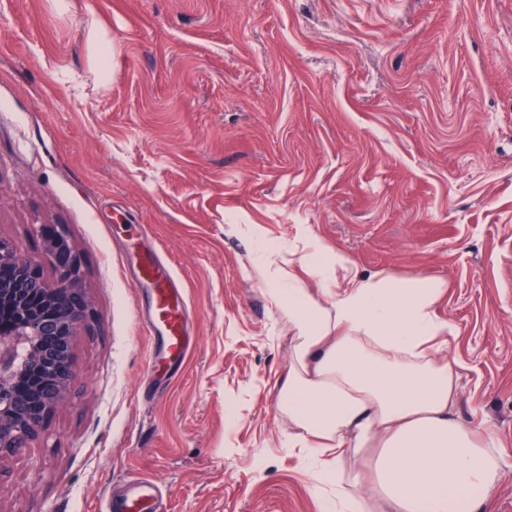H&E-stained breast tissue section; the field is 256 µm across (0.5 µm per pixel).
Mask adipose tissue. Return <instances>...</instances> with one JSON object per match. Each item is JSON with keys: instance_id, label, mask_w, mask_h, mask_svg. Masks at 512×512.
Segmentation results:
<instances>
[{"instance_id": "adipose-tissue-1", "label": "adipose tissue", "mask_w": 512, "mask_h": 512, "mask_svg": "<svg viewBox=\"0 0 512 512\" xmlns=\"http://www.w3.org/2000/svg\"><path fill=\"white\" fill-rule=\"evenodd\" d=\"M302 266L260 245L252 265L288 319L277 392L289 454L336 488L335 512H484L503 467L494 433L460 421L444 281L361 273L309 236Z\"/></svg>"}]
</instances>
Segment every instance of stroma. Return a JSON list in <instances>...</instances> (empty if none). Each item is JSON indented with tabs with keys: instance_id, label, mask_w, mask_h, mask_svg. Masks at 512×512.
I'll use <instances>...</instances> for the list:
<instances>
[{
	"instance_id": "obj_1",
	"label": "stroma",
	"mask_w": 512,
	"mask_h": 512,
	"mask_svg": "<svg viewBox=\"0 0 512 512\" xmlns=\"http://www.w3.org/2000/svg\"><path fill=\"white\" fill-rule=\"evenodd\" d=\"M105 35L112 72L94 59ZM259 225L364 273L446 282L457 417L512 505V0H0V237L64 231L92 315L70 402L0 455V512H99L138 475L162 512H321L274 388L288 321L245 275ZM189 304L176 376L150 371L138 251Z\"/></svg>"
}]
</instances>
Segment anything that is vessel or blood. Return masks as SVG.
Listing matches in <instances>:
<instances>
[{
	"mask_svg": "<svg viewBox=\"0 0 512 512\" xmlns=\"http://www.w3.org/2000/svg\"><path fill=\"white\" fill-rule=\"evenodd\" d=\"M138 266V280L150 283L153 288L145 328L150 336L160 340L168 359L184 360L190 346L184 323L187 308L184 292L177 288L173 276L161 269L156 252L141 255ZM161 498L156 481L138 478L129 481L122 493H107L105 512H157Z\"/></svg>",
	"mask_w": 512,
	"mask_h": 512,
	"instance_id": "b4317fda",
	"label": "vessel or blood"
}]
</instances>
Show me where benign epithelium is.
Segmentation results:
<instances>
[{"label":"benign epithelium","instance_id":"obj_1","mask_svg":"<svg viewBox=\"0 0 512 512\" xmlns=\"http://www.w3.org/2000/svg\"><path fill=\"white\" fill-rule=\"evenodd\" d=\"M59 277L48 282L37 261L0 237V309L21 315L19 332L0 336V454L23 447L48 413L64 405L75 382L72 342L89 315L81 262L65 235L44 244ZM37 377L31 398L15 390L24 369Z\"/></svg>","mask_w":512,"mask_h":512}]
</instances>
